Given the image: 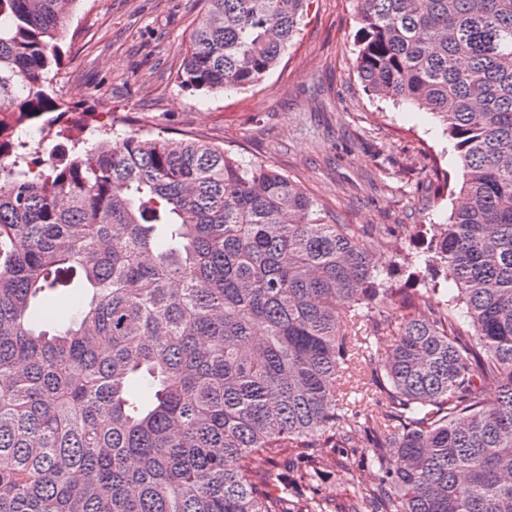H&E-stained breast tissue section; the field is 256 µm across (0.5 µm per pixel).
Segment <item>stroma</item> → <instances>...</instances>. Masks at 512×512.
<instances>
[{"instance_id":"35a3bbf8","label":"stroma","mask_w":512,"mask_h":512,"mask_svg":"<svg viewBox=\"0 0 512 512\" xmlns=\"http://www.w3.org/2000/svg\"><path fill=\"white\" fill-rule=\"evenodd\" d=\"M202 8V0H80L53 81L63 123L81 125L86 138L103 129L193 137L272 167L340 223L390 229L378 264L396 287L420 290L404 257L418 248V228L444 223L452 199L433 188L458 181L460 164L433 115L365 91L354 0H314L295 43L258 85L208 95L176 79ZM363 447L358 436L326 451L335 463L318 489L336 512L361 489L386 490Z\"/></svg>"}]
</instances>
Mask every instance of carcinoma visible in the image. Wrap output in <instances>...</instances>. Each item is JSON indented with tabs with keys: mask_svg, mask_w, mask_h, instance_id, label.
I'll list each match as a JSON object with an SVG mask.
<instances>
[{
	"mask_svg": "<svg viewBox=\"0 0 512 512\" xmlns=\"http://www.w3.org/2000/svg\"><path fill=\"white\" fill-rule=\"evenodd\" d=\"M78 2L0 0V512H332L302 454L361 435L385 512H512V0H356L364 88L435 115L462 170L411 256L454 294L415 297L374 264L385 231L275 169L54 129ZM203 3L177 79L207 95L261 82L313 0ZM68 288L76 315L39 329Z\"/></svg>",
	"mask_w": 512,
	"mask_h": 512,
	"instance_id": "carcinoma-1",
	"label": "carcinoma"
}]
</instances>
